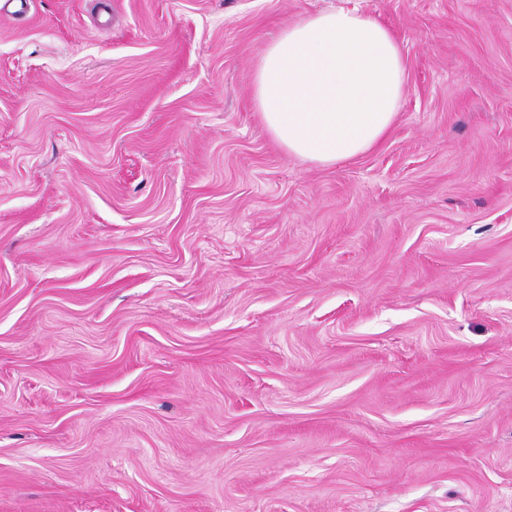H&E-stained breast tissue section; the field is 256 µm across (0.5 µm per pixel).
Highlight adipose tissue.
Wrapping results in <instances>:
<instances>
[{"label":"adipose tissue","instance_id":"ef3b65f1","mask_svg":"<svg viewBox=\"0 0 512 512\" xmlns=\"http://www.w3.org/2000/svg\"><path fill=\"white\" fill-rule=\"evenodd\" d=\"M405 83L396 36L354 6L282 29L253 75L255 107L273 140L319 166L373 150L398 116Z\"/></svg>","mask_w":512,"mask_h":512}]
</instances>
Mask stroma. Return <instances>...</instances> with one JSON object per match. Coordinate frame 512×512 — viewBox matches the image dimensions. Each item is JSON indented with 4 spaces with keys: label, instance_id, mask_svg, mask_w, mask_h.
I'll list each match as a JSON object with an SVG mask.
<instances>
[{
    "label": "stroma",
    "instance_id": "stroma-1",
    "mask_svg": "<svg viewBox=\"0 0 512 512\" xmlns=\"http://www.w3.org/2000/svg\"><path fill=\"white\" fill-rule=\"evenodd\" d=\"M343 3L0 16V512H512V0H357L406 90L322 167L251 76Z\"/></svg>",
    "mask_w": 512,
    "mask_h": 512
}]
</instances>
